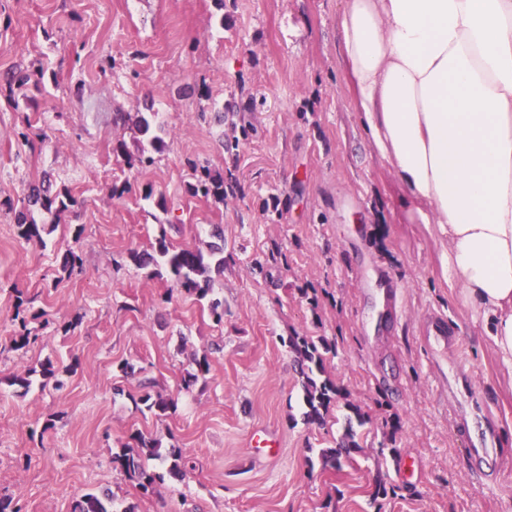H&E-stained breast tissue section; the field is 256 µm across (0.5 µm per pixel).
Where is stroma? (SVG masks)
Listing matches in <instances>:
<instances>
[{"mask_svg":"<svg viewBox=\"0 0 512 512\" xmlns=\"http://www.w3.org/2000/svg\"><path fill=\"white\" fill-rule=\"evenodd\" d=\"M343 0H0V75L42 71L12 95L0 90V497L23 512H72L81 495L109 493L135 512H512V369L481 314L450 287L448 238L397 205L389 165L359 126L344 82L336 24ZM248 92L249 131L236 151L221 110ZM155 112L168 148L153 166L116 112ZM29 128V139L18 136ZM233 174L223 204L191 195L186 159ZM50 177L77 205L35 211L41 241L17 235L28 183ZM130 183L116 194L113 186ZM164 206H157V198ZM223 232L224 273L211 299L172 290L168 271L134 264L159 233L206 247ZM83 268L64 277L69 248ZM280 250L267 277L253 265ZM396 310L380 320L389 291ZM37 343L11 349L16 294ZM224 307L223 324L209 314ZM457 348L428 346L432 317ZM336 344L326 370L347 399L323 425L304 419L292 332ZM211 369L181 388L194 361ZM49 365L55 382L28 368ZM172 395L156 415L138 398ZM361 407L359 449L341 468L323 450ZM492 426L499 446L478 458ZM140 430L181 449L192 470L153 493L111 458ZM261 430L276 443L252 447ZM395 487L381 498L379 482Z\"/></svg>","mask_w":512,"mask_h":512,"instance_id":"stroma-1","label":"stroma"}]
</instances>
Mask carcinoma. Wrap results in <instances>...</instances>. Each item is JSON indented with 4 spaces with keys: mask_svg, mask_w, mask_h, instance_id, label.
Returning <instances> with one entry per match:
<instances>
[{
    "mask_svg": "<svg viewBox=\"0 0 512 512\" xmlns=\"http://www.w3.org/2000/svg\"><path fill=\"white\" fill-rule=\"evenodd\" d=\"M38 72L28 68H17L10 72L6 80L7 88L14 86L21 88L34 81ZM155 112H129L114 113V123L123 127L134 128L149 144L151 151L141 149L138 154L128 156V163L132 167L147 168L154 163L153 154L162 153L168 147L167 132L156 121ZM187 167L192 171L193 182L189 184V191L193 195H201L212 199L218 204L224 203V198L237 192V182L233 178H224L220 173L213 171L208 165L198 160L187 161ZM28 206L37 207L46 212H62L76 204V200L69 191L53 193L44 185H31L26 194ZM29 212L21 211L17 217L19 236L30 241L40 238L41 226L28 219ZM130 259L140 265L164 264L173 276V283L178 288L195 294L199 299L206 298L212 291L213 275L224 272V249L211 244L208 252L199 248L175 249L170 246L165 236L156 239L155 254L129 253ZM288 348L295 354L302 385L304 402L308 408L307 418L311 423H321L332 403L344 395L343 389L330 378L323 376L324 353L329 351L326 342H315L308 336L295 332L288 336ZM196 369L187 373L183 379L184 387L188 388L210 371L208 356L195 360ZM139 401L150 412L166 413L177 407V402L171 397L162 394L144 392ZM359 447L356 433L353 428L341 438L336 448L325 454L328 463L334 468L341 467V458L350 455L351 450ZM159 455L158 444L146 437L140 431L130 435V443L123 451L112 456V463L119 467L126 476L136 483L142 493L147 494L154 490L156 481L160 476L149 469L145 459ZM73 512H108L102 499L94 493L84 494L76 501Z\"/></svg>",
    "mask_w": 512,
    "mask_h": 512,
    "instance_id": "1",
    "label": "carcinoma"
}]
</instances>
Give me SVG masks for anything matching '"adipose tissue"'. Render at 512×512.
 <instances>
[{
	"label": "adipose tissue",
	"instance_id": "1",
	"mask_svg": "<svg viewBox=\"0 0 512 512\" xmlns=\"http://www.w3.org/2000/svg\"><path fill=\"white\" fill-rule=\"evenodd\" d=\"M358 121L512 368V0H347Z\"/></svg>",
	"mask_w": 512,
	"mask_h": 512
}]
</instances>
